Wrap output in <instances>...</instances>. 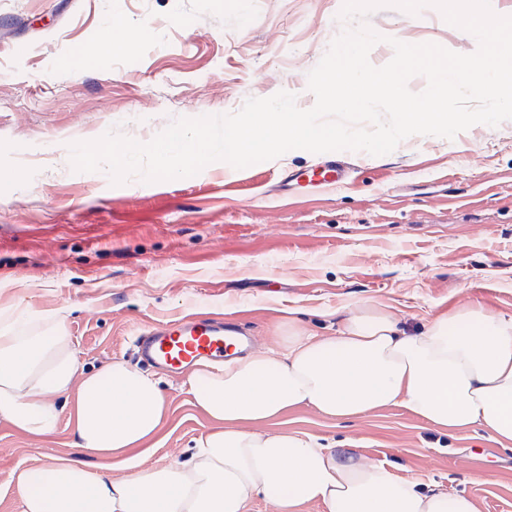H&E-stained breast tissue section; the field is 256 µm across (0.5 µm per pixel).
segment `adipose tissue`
<instances>
[{"instance_id": "ef3b65f1", "label": "adipose tissue", "mask_w": 512, "mask_h": 512, "mask_svg": "<svg viewBox=\"0 0 512 512\" xmlns=\"http://www.w3.org/2000/svg\"><path fill=\"white\" fill-rule=\"evenodd\" d=\"M19 317L26 329L0 320V421L37 437L67 416L79 449L121 457L132 470L116 479L72 454L18 468L22 512H247L259 496L276 512L313 501L325 512H476L468 496L424 490L316 435L263 430L297 406L351 419L398 405L443 429L478 426L512 442V314L469 304L411 334L390 306L370 299L339 311L327 337L288 316L280 351L221 367L197 362L187 382L212 428L187 462L140 469L128 453L163 425L159 380L118 359L85 373L55 316L23 309Z\"/></svg>"}]
</instances>
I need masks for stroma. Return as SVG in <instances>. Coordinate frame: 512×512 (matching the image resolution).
<instances>
[{"label": "stroma", "instance_id": "1", "mask_svg": "<svg viewBox=\"0 0 512 512\" xmlns=\"http://www.w3.org/2000/svg\"><path fill=\"white\" fill-rule=\"evenodd\" d=\"M343 0H0V316L59 314L86 372L135 364L141 327L177 317L234 320L276 347L298 312L318 335L338 309L389 304L407 330L476 303L512 314V119L455 138L413 135L386 155L347 152L351 184L280 196L289 172L317 154L289 151L237 169L113 184L108 170L74 171L72 143L107 132L150 142L179 118L232 114L280 91L308 109V74L346 28ZM392 40L460 54L477 45L432 6L407 18L368 15ZM135 32L105 49L114 27ZM81 55L86 66L64 68ZM168 414L140 467L188 460L210 421L185 374L156 370ZM275 429L322 437L427 490L469 496L477 512H512V443L471 427L448 432L399 406L336 420L302 406ZM67 417L32 438L0 422V512H21L22 465L75 450Z\"/></svg>", "mask_w": 512, "mask_h": 512}]
</instances>
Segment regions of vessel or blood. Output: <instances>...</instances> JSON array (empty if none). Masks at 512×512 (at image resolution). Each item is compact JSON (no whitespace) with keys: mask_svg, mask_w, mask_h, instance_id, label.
I'll list each match as a JSON object with an SVG mask.
<instances>
[{"mask_svg":"<svg viewBox=\"0 0 512 512\" xmlns=\"http://www.w3.org/2000/svg\"><path fill=\"white\" fill-rule=\"evenodd\" d=\"M351 173L341 156L328 153L312 168L288 174L279 191L288 195L321 183L341 184ZM248 341V336L233 324L182 319L144 327L136 346L142 362L176 373L202 358L228 360Z\"/></svg>","mask_w":512,"mask_h":512,"instance_id":"vessel-or-blood-1","label":"vessel or blood"}]
</instances>
